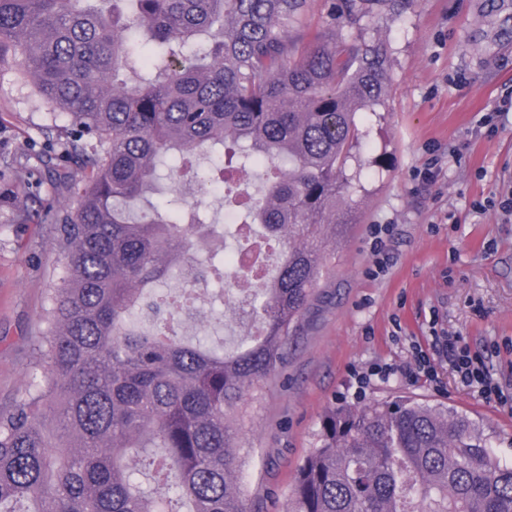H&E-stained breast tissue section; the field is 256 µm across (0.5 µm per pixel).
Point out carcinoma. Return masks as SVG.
Listing matches in <instances>:
<instances>
[{
	"label": "carcinoma",
	"mask_w": 512,
	"mask_h": 512,
	"mask_svg": "<svg viewBox=\"0 0 512 512\" xmlns=\"http://www.w3.org/2000/svg\"><path fill=\"white\" fill-rule=\"evenodd\" d=\"M0 0V68L70 118L63 150L82 172L59 174L73 214L39 201L57 225L65 273L50 290L30 387L0 413V512H247L246 432L287 357L336 225L365 191L350 171L358 116L386 97V50L343 48L323 29L293 39L307 0ZM210 155L199 169L196 156ZM19 175L27 201L37 166ZM159 203H138L157 190ZM257 174L258 197L238 191ZM220 183L258 232L245 255L278 265L236 301L255 331L232 348L178 327L199 289L157 285L209 273L224 305V235L186 182ZM137 216H132L133 210ZM287 512H512V463L488 449L467 414L409 396L326 415L297 468Z\"/></svg>",
	"instance_id": "carcinoma-1"
}]
</instances>
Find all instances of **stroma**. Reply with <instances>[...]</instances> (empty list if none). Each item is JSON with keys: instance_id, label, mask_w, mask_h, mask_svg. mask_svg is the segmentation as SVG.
Wrapping results in <instances>:
<instances>
[{"instance_id": "stroma-1", "label": "stroma", "mask_w": 512, "mask_h": 512, "mask_svg": "<svg viewBox=\"0 0 512 512\" xmlns=\"http://www.w3.org/2000/svg\"><path fill=\"white\" fill-rule=\"evenodd\" d=\"M357 33L390 56L385 106L366 121L360 149L366 192L354 223L337 227L336 250L256 410L248 512H284L331 408L396 394L466 413L512 462L511 411L449 371L439 384L401 375L413 343L433 356V332H449L512 390V222L498 210L512 187V112L495 114L512 96V0H397L370 18L337 19V41ZM49 127L62 136L70 123L33 94L18 66L0 70V157L25 161ZM432 163L439 174L423 181ZM36 209L21 206L12 174L0 175V410L32 380V338L64 274L57 227ZM377 224L392 231L376 254ZM374 363L400 374L357 398L351 371Z\"/></svg>"}]
</instances>
